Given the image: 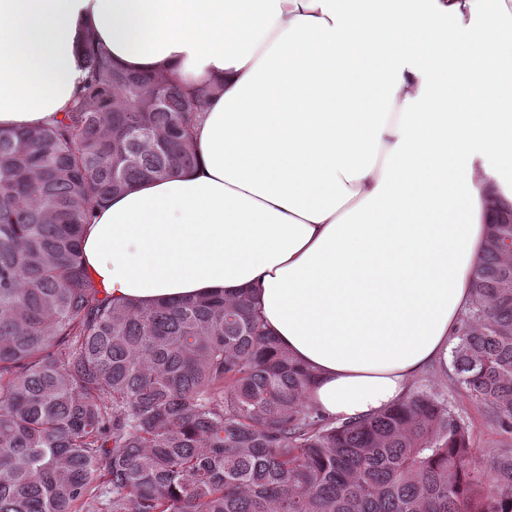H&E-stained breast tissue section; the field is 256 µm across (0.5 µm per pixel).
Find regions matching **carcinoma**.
<instances>
[{"mask_svg":"<svg viewBox=\"0 0 512 512\" xmlns=\"http://www.w3.org/2000/svg\"><path fill=\"white\" fill-rule=\"evenodd\" d=\"M63 118L0 130V512H512V202L499 198L448 369L499 440L417 382L339 422L247 293L137 306L101 294L93 207L197 164L218 92L113 65L82 34Z\"/></svg>","mask_w":512,"mask_h":512,"instance_id":"cac0c4a2","label":"carcinoma"}]
</instances>
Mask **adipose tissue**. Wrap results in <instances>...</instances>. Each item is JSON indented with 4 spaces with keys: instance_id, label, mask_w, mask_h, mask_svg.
I'll use <instances>...</instances> for the list:
<instances>
[{
    "instance_id": "1",
    "label": "adipose tissue",
    "mask_w": 512,
    "mask_h": 512,
    "mask_svg": "<svg viewBox=\"0 0 512 512\" xmlns=\"http://www.w3.org/2000/svg\"><path fill=\"white\" fill-rule=\"evenodd\" d=\"M82 30L124 69L224 86L195 168L95 208L99 289L252 291L343 422L447 366L512 198V0H0V129L62 118Z\"/></svg>"
}]
</instances>
